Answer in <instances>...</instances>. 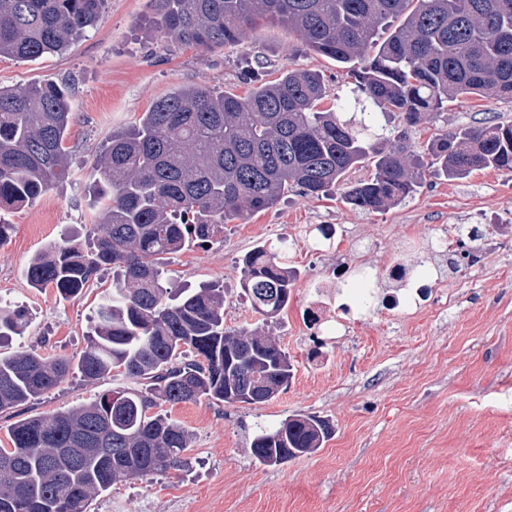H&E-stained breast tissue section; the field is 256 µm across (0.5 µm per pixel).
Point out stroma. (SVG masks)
<instances>
[{
    "instance_id": "35a3bbf8",
    "label": "stroma",
    "mask_w": 512,
    "mask_h": 512,
    "mask_svg": "<svg viewBox=\"0 0 512 512\" xmlns=\"http://www.w3.org/2000/svg\"><path fill=\"white\" fill-rule=\"evenodd\" d=\"M328 75L330 96L350 98L353 81L336 62L312 54L287 29L264 24L214 50L167 38L149 0H106L99 20L65 53L34 61L0 58V86L62 83L72 120L66 145L72 173L31 205L12 212L0 242V299L24 306L31 324L12 348L41 346L75 357L111 275L63 298L31 288V258L61 238L84 239L95 220L91 177L108 136L130 127L170 91L205 86L220 92L241 71L264 81L283 68ZM512 122V100L461 98L423 121L411 142L423 147L437 128ZM335 228L332 240L318 225ZM478 224L479 260L451 269L428 252L436 237L455 243L457 227ZM265 246L285 253L299 272L287 308L264 325L241 289V260ZM400 257L415 279L410 297L381 268ZM370 266L369 307L351 289L323 298L333 325L310 324L305 310L318 283ZM175 287L226 288L224 326L270 328L294 364V376L268 403L253 407L201 399L163 410L193 434L186 470L113 484L89 512H512V172L487 169L451 179L436 169L412 197L365 213L340 195L322 199L291 189L272 209L224 227V236L165 262ZM123 379H70L33 404L28 417L65 410ZM292 413L329 419L330 438L314 453L265 467L250 440L256 423Z\"/></svg>"
}]
</instances>
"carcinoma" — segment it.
<instances>
[{
  "instance_id": "1",
  "label": "carcinoma",
  "mask_w": 512,
  "mask_h": 512,
  "mask_svg": "<svg viewBox=\"0 0 512 512\" xmlns=\"http://www.w3.org/2000/svg\"><path fill=\"white\" fill-rule=\"evenodd\" d=\"M105 0H0V57L34 61L60 54L93 27ZM168 37L216 49L276 22L310 51L357 71L360 113L397 116L392 135L323 109L325 80L285 68L273 82L253 72L245 91L177 89L131 127L114 131L93 172L97 223L88 241L64 239L25 269L31 287L63 297L112 270L78 359L35 346L0 352V414L11 416L69 376L86 382L123 375L135 388L14 422L0 448V512H88L112 484L183 470L193 434L162 412L202 398L260 406L292 378L288 352L266 331L224 327V286H171L162 258L224 236V225L278 204L288 189L335 191L356 209L402 203L436 167L448 177L512 171V124L457 126L425 152L408 129L464 96L512 99V0H150ZM391 33L379 41V30ZM71 112L66 87L0 88V210L22 208L69 177ZM371 176L355 183L359 167ZM242 287L267 320L288 306L297 270L259 247L242 260ZM21 308L0 307V343L23 335ZM329 420L292 414L259 423L256 463L277 466L311 454L332 434Z\"/></svg>"
}]
</instances>
